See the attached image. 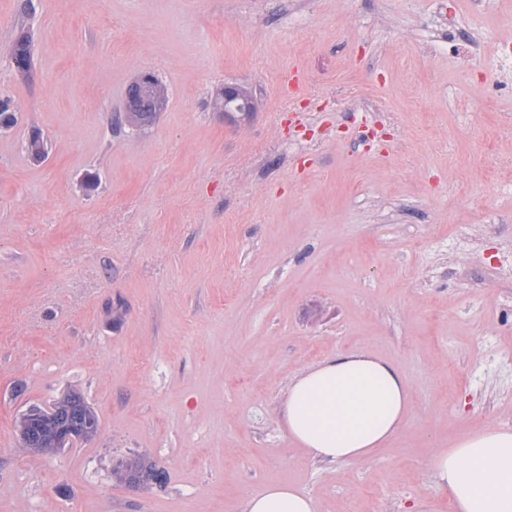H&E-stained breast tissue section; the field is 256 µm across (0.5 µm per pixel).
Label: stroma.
Wrapping results in <instances>:
<instances>
[{
	"label": "stroma",
	"instance_id": "1",
	"mask_svg": "<svg viewBox=\"0 0 512 512\" xmlns=\"http://www.w3.org/2000/svg\"><path fill=\"white\" fill-rule=\"evenodd\" d=\"M25 1L0 0L24 105L0 133V512H242L277 481L317 512H452L427 459L512 428V0ZM447 15L480 63L435 42ZM145 71L166 108L113 133ZM227 84L248 119L212 109ZM345 351L398 364L411 405L370 457L321 463L282 406ZM70 391L97 434L20 451L21 413ZM134 456L162 483L113 480ZM12 59L18 71H27L31 65V38L25 29H21L13 45Z\"/></svg>",
	"mask_w": 512,
	"mask_h": 512
}]
</instances>
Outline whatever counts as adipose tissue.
Listing matches in <instances>:
<instances>
[{"mask_svg": "<svg viewBox=\"0 0 512 512\" xmlns=\"http://www.w3.org/2000/svg\"><path fill=\"white\" fill-rule=\"evenodd\" d=\"M409 389L398 368L363 352L340 353L297 374L284 425L314 460L369 457L400 428ZM439 496L455 512H512V428L483 425L427 460ZM244 512H315L310 494L272 483L249 494Z\"/></svg>", "mask_w": 512, "mask_h": 512, "instance_id": "1", "label": "adipose tissue"}]
</instances>
